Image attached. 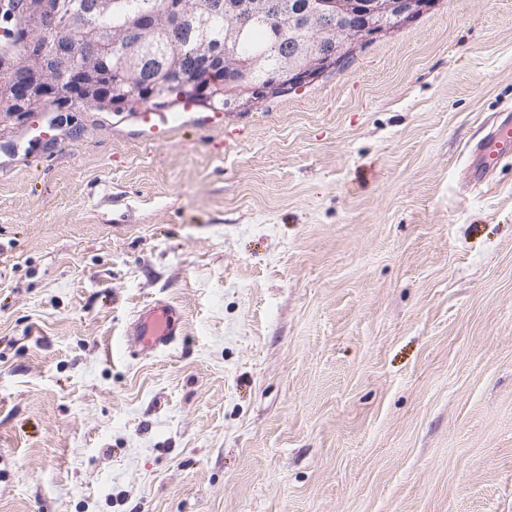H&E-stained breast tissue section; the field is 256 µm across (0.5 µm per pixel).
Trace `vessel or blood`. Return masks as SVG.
<instances>
[{
	"mask_svg": "<svg viewBox=\"0 0 512 512\" xmlns=\"http://www.w3.org/2000/svg\"><path fill=\"white\" fill-rule=\"evenodd\" d=\"M511 149L512 121H504L497 124L487 138L476 145L474 153L477 163L468 172L469 180L481 182L487 179L501 155ZM181 332L175 308L169 303L157 301L134 318L127 335L141 352L149 354L170 346Z\"/></svg>",
	"mask_w": 512,
	"mask_h": 512,
	"instance_id": "vessel-or-blood-1",
	"label": "vessel or blood"
}]
</instances>
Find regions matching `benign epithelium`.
<instances>
[{"label":"benign epithelium","mask_w":512,"mask_h":512,"mask_svg":"<svg viewBox=\"0 0 512 512\" xmlns=\"http://www.w3.org/2000/svg\"><path fill=\"white\" fill-rule=\"evenodd\" d=\"M116 0H86L72 8L68 0H0L4 30L18 51L0 58V112L41 109L45 99L68 86L102 110L142 108L138 92L150 80L143 74L146 58L168 46L175 32L197 33L194 55L200 69L182 82V98L207 101L226 93L238 109H250L268 88L251 76L262 59H243L235 49L245 26L276 14L275 37L291 38V52L277 62L273 88L308 83L334 69L338 58L352 52L368 33L395 29L424 12L426 0H308L298 17L272 0H167L164 10L144 13L122 26L110 24ZM224 13V76L212 70L215 46L208 31L214 16ZM66 30L77 44L61 38ZM118 57V69L102 63Z\"/></svg>","instance_id":"obj_1"}]
</instances>
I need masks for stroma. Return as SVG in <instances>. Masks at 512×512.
I'll return each mask as SVG.
<instances>
[{
    "instance_id": "stroma-1",
    "label": "stroma",
    "mask_w": 512,
    "mask_h": 512,
    "mask_svg": "<svg viewBox=\"0 0 512 512\" xmlns=\"http://www.w3.org/2000/svg\"><path fill=\"white\" fill-rule=\"evenodd\" d=\"M202 117L0 114V512H512V0ZM511 149L512 121H503L493 128L487 138L476 145L474 153L478 163L468 171V179L474 182L487 179L501 155ZM181 332L175 308L167 302L157 301L134 318L126 336L141 352L149 354L170 346Z\"/></svg>"
}]
</instances>
